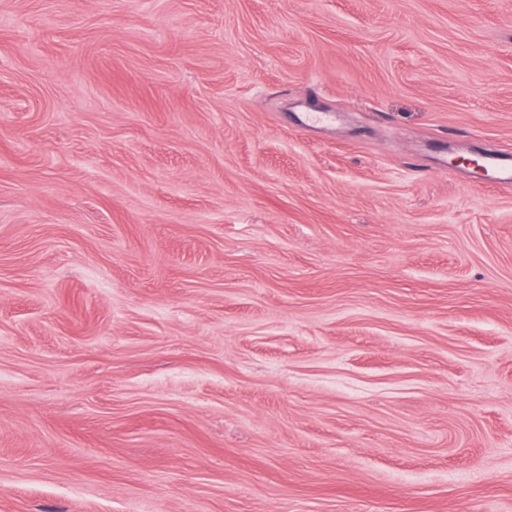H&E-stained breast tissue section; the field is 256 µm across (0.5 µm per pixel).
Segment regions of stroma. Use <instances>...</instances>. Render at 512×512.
I'll use <instances>...</instances> for the list:
<instances>
[{"instance_id": "35a3bbf8", "label": "stroma", "mask_w": 512, "mask_h": 512, "mask_svg": "<svg viewBox=\"0 0 512 512\" xmlns=\"http://www.w3.org/2000/svg\"><path fill=\"white\" fill-rule=\"evenodd\" d=\"M487 150L512 0H0V512H512Z\"/></svg>"}]
</instances>
